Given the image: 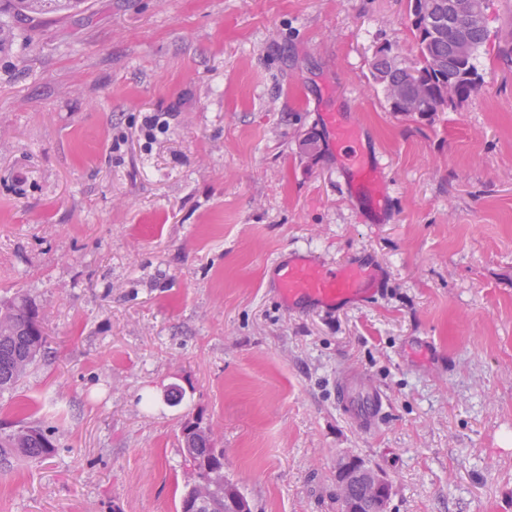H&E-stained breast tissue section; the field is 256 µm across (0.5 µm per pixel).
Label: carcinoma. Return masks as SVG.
<instances>
[{
	"label": "carcinoma",
	"instance_id": "carcinoma-1",
	"mask_svg": "<svg viewBox=\"0 0 512 512\" xmlns=\"http://www.w3.org/2000/svg\"><path fill=\"white\" fill-rule=\"evenodd\" d=\"M85 0H14L16 15L33 20L46 14L69 12ZM411 33L417 49V65L412 66L388 56L372 64L375 83L389 90L404 86L410 71L419 75L423 98L417 109L425 114L439 112L450 103L443 89L453 83L458 101L467 100L482 88L478 54L489 39L487 28L470 29L462 19L446 17L444 29L420 19L422 10L437 20L448 0H408ZM47 345L38 309L27 297L14 295L0 298V391L17 386L27 371L41 357ZM182 451L193 462L196 477L184 487L178 512H224V449L213 445L207 428L198 419L188 420L181 431ZM52 432L39 426L21 425L0 434V464L15 458L45 459L53 454Z\"/></svg>",
	"mask_w": 512,
	"mask_h": 512
}]
</instances>
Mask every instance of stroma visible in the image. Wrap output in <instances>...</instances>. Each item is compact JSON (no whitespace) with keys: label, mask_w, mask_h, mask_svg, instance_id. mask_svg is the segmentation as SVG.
Instances as JSON below:
<instances>
[{"label":"stroma","mask_w":512,"mask_h":512,"mask_svg":"<svg viewBox=\"0 0 512 512\" xmlns=\"http://www.w3.org/2000/svg\"><path fill=\"white\" fill-rule=\"evenodd\" d=\"M486 15L481 92L404 115L371 64L415 61L407 0H86L33 22L0 0V295L36 304L50 348L0 393V429L57 445L0 468V512H177L189 417L252 512H340L346 456L391 482L388 512H512V0ZM331 111L383 165V218ZM305 251L364 261L376 292L288 310L273 262ZM346 368L389 398L373 433L336 407ZM323 118L332 134L336 152L343 160L351 189L365 197L374 212L383 213L388 197L382 177L383 167L361 150L360 128L345 118L343 112H325Z\"/></svg>","instance_id":"35a3bbf8"}]
</instances>
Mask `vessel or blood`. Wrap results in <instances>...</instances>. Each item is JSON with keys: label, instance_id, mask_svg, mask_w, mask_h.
Instances as JSON below:
<instances>
[{"label": "vessel or blood", "instance_id": "vessel-or-blood-1", "mask_svg": "<svg viewBox=\"0 0 512 512\" xmlns=\"http://www.w3.org/2000/svg\"><path fill=\"white\" fill-rule=\"evenodd\" d=\"M324 121L332 134L350 187L366 198L374 212L386 209L387 187L380 162L360 148L361 130L340 112H327ZM277 288L289 308L310 306L324 311L369 298L375 280L369 266L361 262L326 266L307 253L279 263ZM336 405L341 413L364 433H373L384 414L387 399L366 376L342 371L336 377Z\"/></svg>", "mask_w": 512, "mask_h": 512}]
</instances>
